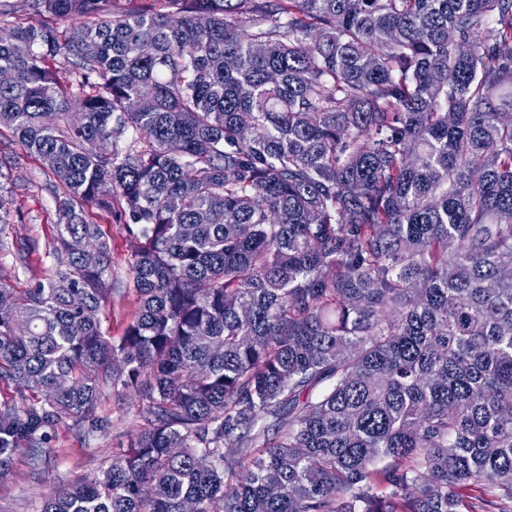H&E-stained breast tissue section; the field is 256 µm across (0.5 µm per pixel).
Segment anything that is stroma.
Instances as JSON below:
<instances>
[{
  "mask_svg": "<svg viewBox=\"0 0 512 512\" xmlns=\"http://www.w3.org/2000/svg\"><path fill=\"white\" fill-rule=\"evenodd\" d=\"M54 185L40 161L22 149L11 131L0 129V196L12 218L0 230L6 243L0 249V275L14 287H34L54 265L48 248L56 233ZM95 219L112 242V293L99 318L104 333L116 339L139 311L131 273L138 238L107 213L96 212ZM136 409L134 399L107 387L95 419L79 424L67 420L47 431L45 445L55 451L50 467L35 475L20 466L0 478V512H39L44 498L56 489L101 473L138 428Z\"/></svg>",
  "mask_w": 512,
  "mask_h": 512,
  "instance_id": "35a3bbf8",
  "label": "stroma"
}]
</instances>
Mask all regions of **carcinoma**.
Returning <instances> with one entry per match:
<instances>
[{"label": "carcinoma", "mask_w": 512, "mask_h": 512, "mask_svg": "<svg viewBox=\"0 0 512 512\" xmlns=\"http://www.w3.org/2000/svg\"><path fill=\"white\" fill-rule=\"evenodd\" d=\"M1 30L57 221L50 273L0 278V478L110 386L143 427L40 512H512V0H0ZM97 211L138 232L117 340Z\"/></svg>", "instance_id": "cac0c4a2"}]
</instances>
